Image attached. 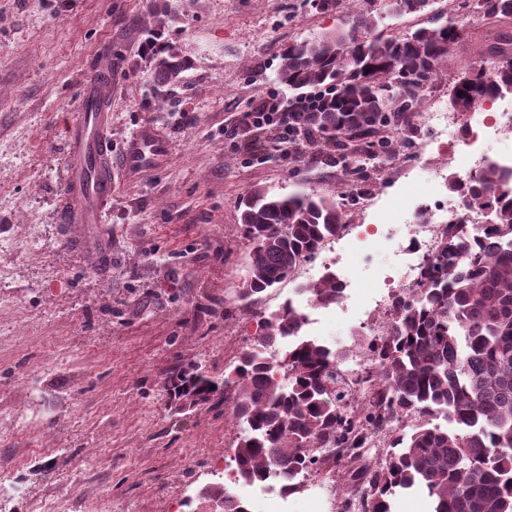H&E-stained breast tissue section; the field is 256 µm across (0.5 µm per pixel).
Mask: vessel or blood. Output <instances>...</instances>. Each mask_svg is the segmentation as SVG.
I'll list each match as a JSON object with an SVG mask.
<instances>
[{
    "instance_id": "1",
    "label": "vessel or blood",
    "mask_w": 512,
    "mask_h": 512,
    "mask_svg": "<svg viewBox=\"0 0 512 512\" xmlns=\"http://www.w3.org/2000/svg\"><path fill=\"white\" fill-rule=\"evenodd\" d=\"M111 55H104L102 74L81 82L78 109L64 139L67 175L60 196L61 218L67 224H100L112 200L116 175L135 176L167 164L168 142L152 127H142L112 158Z\"/></svg>"
}]
</instances>
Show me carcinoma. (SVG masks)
I'll return each mask as SVG.
<instances>
[{"label": "carcinoma", "mask_w": 512, "mask_h": 512, "mask_svg": "<svg viewBox=\"0 0 512 512\" xmlns=\"http://www.w3.org/2000/svg\"><path fill=\"white\" fill-rule=\"evenodd\" d=\"M436 0H390L397 16L427 10ZM372 0H318L324 11H344L348 29L306 37L288 45L276 81L293 93L295 149L306 144L336 152L346 176L364 177V149L392 153L389 136L403 114L442 73L448 54L462 43L457 26L419 27L410 34L375 33ZM474 12L512 20V0H472ZM187 60L168 51L153 54V81L175 83ZM512 89V65L491 63L452 88L468 109ZM448 189L462 191L468 208L492 209L487 237L474 238L450 224L435 255L427 258L411 300L398 303L379 339L369 343L367 365L343 369L347 354L304 334L307 315L290 306L262 317L254 345L242 354L221 387L237 395L240 427L233 448L236 480L275 483L288 492L323 469L317 448H364L380 429H395L379 462L345 470L349 498L363 496L368 512H390L398 489L425 487L434 512H512V172L493 165ZM240 224L250 246L242 301L254 302L286 279L320 244L343 229L347 212L323 196L243 194ZM311 306L336 303V280L304 289ZM199 369L170 380L177 409H189L219 391ZM220 499L224 512H248L222 485L194 497Z\"/></svg>", "instance_id": "obj_1"}]
</instances>
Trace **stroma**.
Wrapping results in <instances>:
<instances>
[{"instance_id": "1", "label": "stroma", "mask_w": 512, "mask_h": 512, "mask_svg": "<svg viewBox=\"0 0 512 512\" xmlns=\"http://www.w3.org/2000/svg\"><path fill=\"white\" fill-rule=\"evenodd\" d=\"M300 0H0V484L15 492L0 512H171L176 501L223 483L251 512H339L315 503L317 484L288 500L219 477L210 458L237 442L233 393L176 411L170 376L194 366L223 378L236 349L252 344L257 323L288 297V283L259 303H228L241 287L249 245L239 198L259 188L340 199L332 152L274 150L278 130L254 135L242 121L269 94L289 43L346 28L344 13L303 10ZM380 9V32L402 34L457 22L465 51L448 56L425 102L450 111L464 66L485 61L512 22L492 23L438 0L433 14L399 18ZM189 62L180 80L156 89L144 45L148 29ZM112 47V152L143 125L170 146V160L136 179H116L107 223L63 224L57 197L65 175V124L81 77ZM412 146L368 171L354 193L381 205L428 198L434 167L461 174L463 153L424 155L427 131L405 116ZM383 255L356 252L343 265L362 293L349 311H318L321 343L347 349L348 323L363 317Z\"/></svg>"}]
</instances>
